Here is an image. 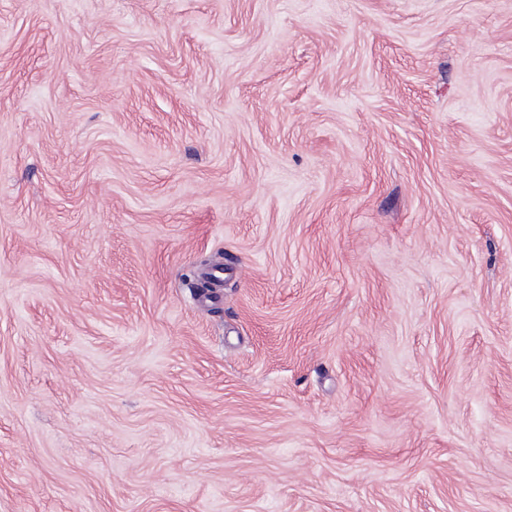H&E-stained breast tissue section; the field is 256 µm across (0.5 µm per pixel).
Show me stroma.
Wrapping results in <instances>:
<instances>
[{
  "label": "stroma",
  "instance_id": "35a3bbf8",
  "mask_svg": "<svg viewBox=\"0 0 512 512\" xmlns=\"http://www.w3.org/2000/svg\"><path fill=\"white\" fill-rule=\"evenodd\" d=\"M0 512H512V0H0Z\"/></svg>",
  "mask_w": 512,
  "mask_h": 512
}]
</instances>
